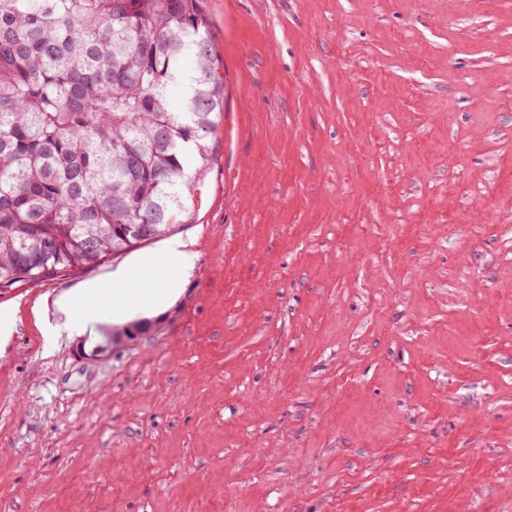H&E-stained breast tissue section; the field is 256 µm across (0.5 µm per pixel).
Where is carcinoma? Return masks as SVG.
Instances as JSON below:
<instances>
[{"label":"carcinoma","instance_id":"obj_1","mask_svg":"<svg viewBox=\"0 0 512 512\" xmlns=\"http://www.w3.org/2000/svg\"><path fill=\"white\" fill-rule=\"evenodd\" d=\"M208 40L202 0H0V289L96 268L131 225L172 231L224 112Z\"/></svg>","mask_w":512,"mask_h":512}]
</instances>
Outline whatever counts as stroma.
I'll list each match as a JSON object with an SVG mask.
<instances>
[{"label":"stroma","instance_id":"obj_1","mask_svg":"<svg viewBox=\"0 0 512 512\" xmlns=\"http://www.w3.org/2000/svg\"><path fill=\"white\" fill-rule=\"evenodd\" d=\"M203 3L193 261L0 290V512H512V0ZM142 260L147 333L51 335ZM143 327H141V323H133L126 326L119 335L121 336H107V342L105 346H101L98 349L92 351L91 357H99L106 352L108 354L112 353L117 346L130 343L137 340L142 335Z\"/></svg>","mask_w":512,"mask_h":512}]
</instances>
